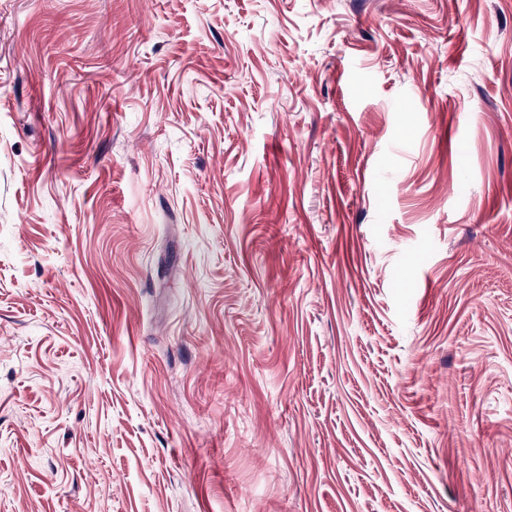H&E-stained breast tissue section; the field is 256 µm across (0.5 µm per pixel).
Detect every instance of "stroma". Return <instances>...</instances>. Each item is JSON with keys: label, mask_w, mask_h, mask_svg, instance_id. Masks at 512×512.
I'll list each match as a JSON object with an SVG mask.
<instances>
[{"label": "stroma", "mask_w": 512, "mask_h": 512, "mask_svg": "<svg viewBox=\"0 0 512 512\" xmlns=\"http://www.w3.org/2000/svg\"><path fill=\"white\" fill-rule=\"evenodd\" d=\"M0 512H512V0H0Z\"/></svg>", "instance_id": "1"}]
</instances>
